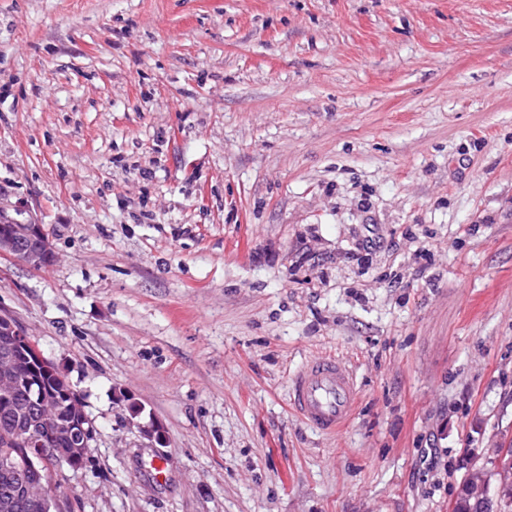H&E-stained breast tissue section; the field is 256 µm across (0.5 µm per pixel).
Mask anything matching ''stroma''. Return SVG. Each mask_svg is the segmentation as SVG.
Wrapping results in <instances>:
<instances>
[{
  "label": "stroma",
  "mask_w": 512,
  "mask_h": 512,
  "mask_svg": "<svg viewBox=\"0 0 512 512\" xmlns=\"http://www.w3.org/2000/svg\"><path fill=\"white\" fill-rule=\"evenodd\" d=\"M18 202L56 260L0 309L96 429L62 512H448L512 439V0H0ZM359 398L354 371L339 359L308 360L290 379V403L301 420L322 435L340 432Z\"/></svg>",
  "instance_id": "stroma-1"
}]
</instances>
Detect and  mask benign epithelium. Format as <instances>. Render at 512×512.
I'll list each match as a JSON object with an SVG mask.
<instances>
[{"mask_svg": "<svg viewBox=\"0 0 512 512\" xmlns=\"http://www.w3.org/2000/svg\"><path fill=\"white\" fill-rule=\"evenodd\" d=\"M0 256H8L33 269H42L55 261L54 250L44 226L32 215L29 207L17 203L10 208L0 207ZM29 361L34 377L29 385L34 387L33 407L16 410V425L23 433L26 443L34 448L43 447L42 433L51 427L56 432L69 435L74 441L69 457L58 461V468L65 469L75 460L88 456L90 443L94 439V427L85 411L82 396L66 385L60 392L43 388L41 375L59 376L57 368L50 362L27 336L23 327L9 314L0 313V395L10 396L21 382L17 365L19 359ZM493 459L504 473L497 487L490 483L475 485L470 475L478 468L473 462L465 473L460 490L488 507L502 498L512 496V480L505 477L512 461V444L499 443L492 449ZM35 460L27 458L10 463L4 469L12 473L15 480V499L21 501L29 512H38L44 500L31 495V484L27 471L34 467Z\"/></svg>", "mask_w": 512, "mask_h": 512, "instance_id": "7a95c632", "label": "benign epithelium"}]
</instances>
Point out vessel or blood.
<instances>
[{
    "label": "vessel or blood",
    "mask_w": 512,
    "mask_h": 512,
    "mask_svg": "<svg viewBox=\"0 0 512 512\" xmlns=\"http://www.w3.org/2000/svg\"><path fill=\"white\" fill-rule=\"evenodd\" d=\"M359 398L354 371L341 360H308L290 379V403L314 431L331 435L349 422Z\"/></svg>",
    "instance_id": "1"
}]
</instances>
